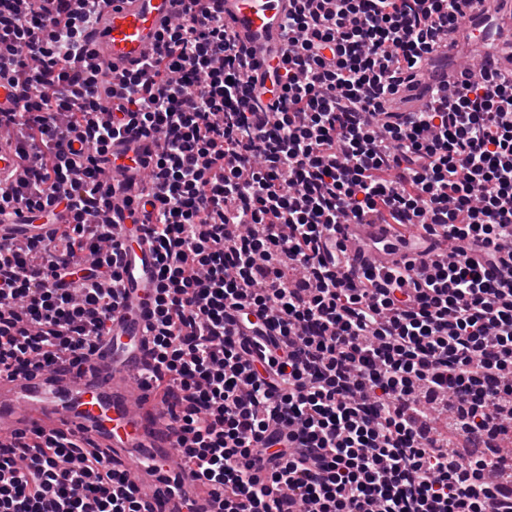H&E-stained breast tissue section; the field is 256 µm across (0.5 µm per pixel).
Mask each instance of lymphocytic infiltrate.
Returning <instances> with one entry per match:
<instances>
[{"label": "lymphocytic infiltrate", "mask_w": 512, "mask_h": 512, "mask_svg": "<svg viewBox=\"0 0 512 512\" xmlns=\"http://www.w3.org/2000/svg\"><path fill=\"white\" fill-rule=\"evenodd\" d=\"M105 0H0V214L61 211L59 246L0 242V375L80 363L123 300L113 143L158 146L135 203L155 246L147 379L221 512H512V70L438 105L400 90L470 0H289L271 111L224 0H175L156 52L87 55ZM346 224H412L352 268ZM454 246L446 259L425 250ZM488 446L463 457L460 439ZM0 512H152L77 438L0 448ZM12 175L9 183H15L24 177V164L18 157L17 148L12 141H0V179Z\"/></svg>", "instance_id": "lymphocytic-infiltrate-1"}]
</instances>
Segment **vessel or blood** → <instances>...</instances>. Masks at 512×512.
<instances>
[{"label":"vessel or blood","mask_w":512,"mask_h":512,"mask_svg":"<svg viewBox=\"0 0 512 512\" xmlns=\"http://www.w3.org/2000/svg\"><path fill=\"white\" fill-rule=\"evenodd\" d=\"M174 9L173 0H108L89 36L96 62L119 71L139 64L152 53ZM287 12L288 0H224L225 26L246 60L263 70L272 65L282 45ZM114 149L140 157L146 165L154 158L152 143L134 134ZM8 175L20 180L24 165L15 144L2 140L0 179ZM136 194V183L128 181L112 191L110 216L126 297L113 311L106 336L81 369L59 364L50 370L1 376L0 442L20 435L33 439L50 431L74 434L85 447L104 452L130 472L154 512H186L188 499L194 501L196 512H216L213 488L176 462L179 424L143 385L149 360L145 328L151 320L157 268L143 225L129 217ZM53 231V224L35 214L0 219V240L11 243L47 238ZM384 234L380 224H349L341 239L353 255L366 239Z\"/></svg>","instance_id":"vessel-or-blood-1"}]
</instances>
